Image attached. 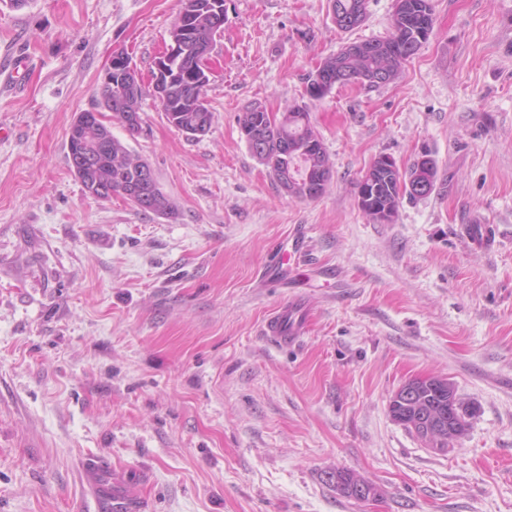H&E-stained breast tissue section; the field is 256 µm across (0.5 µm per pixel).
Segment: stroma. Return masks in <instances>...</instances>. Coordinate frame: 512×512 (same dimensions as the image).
Returning <instances> with one entry per match:
<instances>
[{
    "label": "stroma",
    "instance_id": "1",
    "mask_svg": "<svg viewBox=\"0 0 512 512\" xmlns=\"http://www.w3.org/2000/svg\"><path fill=\"white\" fill-rule=\"evenodd\" d=\"M432 2L393 82L314 99L324 58L390 35L394 0L351 31L329 0H224L194 139L151 92L181 0H0V62L26 61L0 75V512H111L90 460L125 475L132 512H512V0ZM119 50L145 94L139 135H112L171 217L91 198L70 168L69 126ZM253 106L308 110L332 164L320 197L249 150ZM425 152L433 192L374 223L355 197L371 161ZM465 224L497 248H467ZM297 294L308 324L276 346L261 325ZM425 377L474 410L444 453L388 411ZM336 470L380 496L342 497Z\"/></svg>",
    "mask_w": 512,
    "mask_h": 512
}]
</instances>
